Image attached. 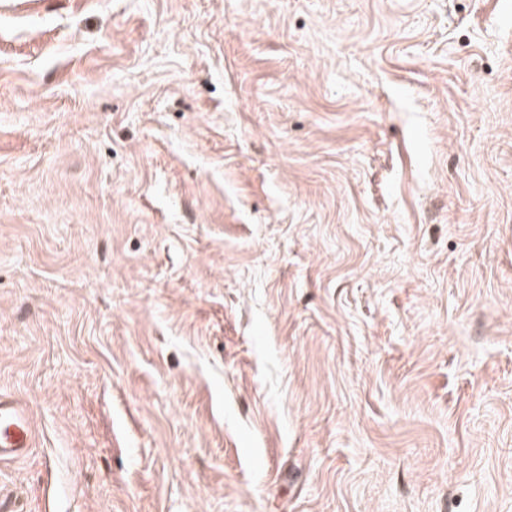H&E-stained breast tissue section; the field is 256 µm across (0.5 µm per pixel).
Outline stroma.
Masks as SVG:
<instances>
[{"mask_svg": "<svg viewBox=\"0 0 512 512\" xmlns=\"http://www.w3.org/2000/svg\"><path fill=\"white\" fill-rule=\"evenodd\" d=\"M5 512H512V0H0ZM32 447L31 420L27 410L0 394V459H19Z\"/></svg>", "mask_w": 512, "mask_h": 512, "instance_id": "1", "label": "stroma"}]
</instances>
